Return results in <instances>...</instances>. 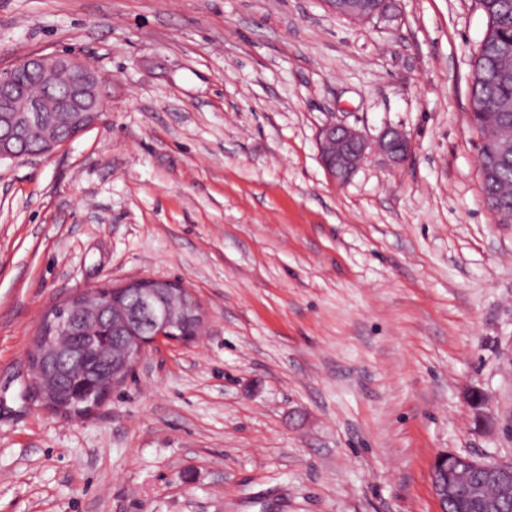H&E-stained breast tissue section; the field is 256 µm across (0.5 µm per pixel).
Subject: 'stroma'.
<instances>
[{
	"label": "stroma",
	"mask_w": 512,
	"mask_h": 512,
	"mask_svg": "<svg viewBox=\"0 0 512 512\" xmlns=\"http://www.w3.org/2000/svg\"><path fill=\"white\" fill-rule=\"evenodd\" d=\"M479 0H0V69L75 52L107 110L0 161V512H438L443 452L512 461V224L469 119ZM405 130L332 180L319 131ZM163 279L205 314L85 415L37 397L41 320ZM484 397L477 423L471 392ZM365 1H373L380 6L377 9L376 18L382 19L386 17L390 8L391 0H328L332 11L340 17L357 19L362 22H369L374 19V12L367 15V5ZM378 148L394 163L406 161L412 150V138L398 128L387 126L377 140ZM165 288L171 294L176 296L183 309L192 314L193 318L199 320V326L203 320V312L199 305L191 299L188 289L184 288L180 283L170 280L160 279H141L140 281L131 282L122 288H113L101 286L97 288H89L80 294L74 296L68 302L76 304L83 312L88 310L91 305L99 303L102 306L112 305L117 295L132 292L136 297V302L149 308L148 300L153 296L157 288ZM198 326V327H199Z\"/></svg>",
	"instance_id": "1"
}]
</instances>
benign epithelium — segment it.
Wrapping results in <instances>:
<instances>
[{"instance_id":"1","label":"benign epithelium","mask_w":512,"mask_h":512,"mask_svg":"<svg viewBox=\"0 0 512 512\" xmlns=\"http://www.w3.org/2000/svg\"><path fill=\"white\" fill-rule=\"evenodd\" d=\"M328 2L336 15L362 22L386 17L391 4V0H373L379 4L377 15L374 16L367 14L365 0ZM17 72L37 81L48 78L51 84L42 93H26L14 83ZM106 108L105 84L97 68L88 59L58 53L26 55L13 67L0 71V128H6V132H0V160L25 155L17 147L16 134L25 125L30 112L39 114L41 124L49 129L34 150V153L43 155L83 134L100 119ZM64 122L68 124V135L60 139L55 134V128ZM484 132L494 145L489 160V169L492 170L499 162L512 158V137L503 136L488 126ZM319 139L323 166L332 178L340 182L347 181L354 174L370 147L369 140L361 132L332 122L321 128ZM377 145L392 162L400 164L411 153L412 138L395 127L387 126L380 133ZM159 287L176 296L182 308L190 312L192 317L203 320V312L191 299L188 289L170 280L142 279L121 288H89L74 296L71 302L86 311L95 303L108 306L118 295L131 292L136 302L146 306ZM55 314L65 334V343L58 351L59 366L64 367L75 356H85L91 352L95 337L79 335L82 323L73 310L59 307ZM196 335L195 331L187 333L184 327L157 318L152 335L141 338L138 348L127 354L128 368L136 367L146 349L160 341L187 342ZM489 486L495 490V496L490 499L485 497ZM431 487L439 506L438 512H448V504L463 492L485 499L489 512H503L505 507L512 505V464L479 462L469 456L444 452L433 463Z\"/></svg>"}]
</instances>
